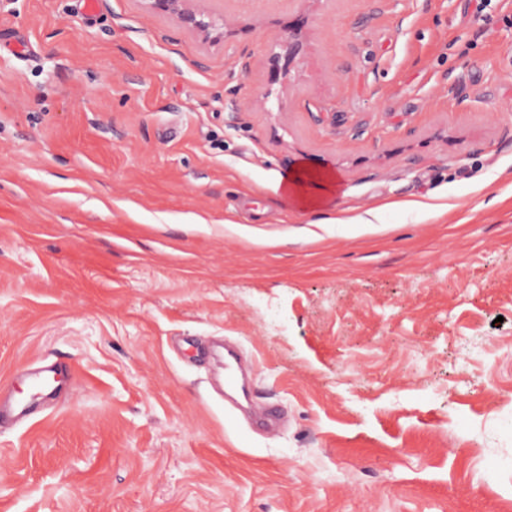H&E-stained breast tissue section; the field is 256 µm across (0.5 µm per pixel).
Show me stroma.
<instances>
[{
  "mask_svg": "<svg viewBox=\"0 0 512 512\" xmlns=\"http://www.w3.org/2000/svg\"><path fill=\"white\" fill-rule=\"evenodd\" d=\"M192 4L0 0V512H512V0ZM141 2L155 12L174 16L182 27L195 33L206 43L218 37H224V22L220 24L212 16L190 7L188 0H142ZM220 28L222 32L213 35ZM283 41L288 43V54L285 58L284 64L280 65L279 56L276 54L272 55L269 59L271 65V76L274 81L278 80L279 77L290 75L291 71L296 69L301 63L303 55L302 53L297 57L301 52V45L298 42L293 41V34L291 31ZM309 185H314L322 192L332 188V179L322 176H304L299 171H292L282 179L281 189L284 193L294 196L303 208H318L325 202L321 193L312 194L307 191ZM224 370H225V384L227 387L242 395V397L248 399V391L239 373L240 367L237 356L234 352L226 350V356L224 358ZM36 405L28 401L14 400L8 407L0 404V424L3 421L12 423H23L31 419Z\"/></svg>",
  "mask_w": 512,
  "mask_h": 512,
  "instance_id": "stroma-1",
  "label": "stroma"
}]
</instances>
